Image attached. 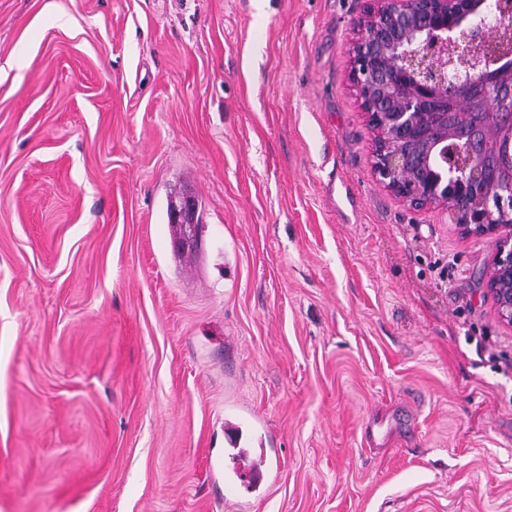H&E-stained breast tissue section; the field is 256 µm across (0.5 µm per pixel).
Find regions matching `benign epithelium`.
Instances as JSON below:
<instances>
[{
  "label": "benign epithelium",
  "mask_w": 512,
  "mask_h": 512,
  "mask_svg": "<svg viewBox=\"0 0 512 512\" xmlns=\"http://www.w3.org/2000/svg\"><path fill=\"white\" fill-rule=\"evenodd\" d=\"M512 0H367L349 79L376 132L374 175L413 208L494 238L484 278L512 327Z\"/></svg>",
  "instance_id": "7a95c632"
}]
</instances>
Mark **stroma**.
Segmentation results:
<instances>
[{"label": "stroma", "mask_w": 512, "mask_h": 512, "mask_svg": "<svg viewBox=\"0 0 512 512\" xmlns=\"http://www.w3.org/2000/svg\"><path fill=\"white\" fill-rule=\"evenodd\" d=\"M365 5L0 0V512H512L492 245L374 175ZM230 464L224 463V471L229 475V485L234 484L233 478L241 473H248L258 478L256 488L262 483L268 469V460L265 452L260 448L259 452L255 448H232L228 452Z\"/></svg>", "instance_id": "1"}]
</instances>
